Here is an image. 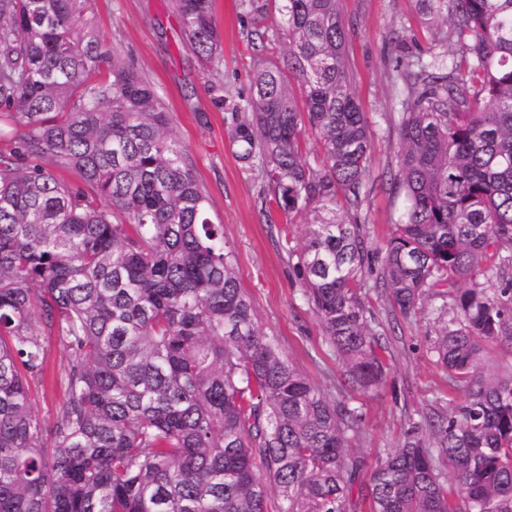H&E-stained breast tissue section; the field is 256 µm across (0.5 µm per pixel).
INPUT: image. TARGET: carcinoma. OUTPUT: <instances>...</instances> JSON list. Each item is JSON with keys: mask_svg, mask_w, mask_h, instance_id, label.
Returning a JSON list of instances; mask_svg holds the SVG:
<instances>
[{"mask_svg": "<svg viewBox=\"0 0 512 512\" xmlns=\"http://www.w3.org/2000/svg\"><path fill=\"white\" fill-rule=\"evenodd\" d=\"M419 3L440 51L391 42L401 211L384 247L361 220L371 144L342 0H249L255 35L286 55L258 61L230 129L267 203L308 216L289 255L345 386L385 381L372 260L403 316L439 302L430 350L464 400L365 477L349 452L362 413L257 327L167 108L134 68L104 67L88 0H0V121L22 127L0 154V512H269L271 487L278 512H512V370L478 365L488 346L512 353V0ZM173 6L212 58V0ZM46 336L68 354L49 431L30 394Z\"/></svg>", "mask_w": 512, "mask_h": 512, "instance_id": "obj_1", "label": "carcinoma"}]
</instances>
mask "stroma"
<instances>
[{"label": "stroma", "mask_w": 512, "mask_h": 512, "mask_svg": "<svg viewBox=\"0 0 512 512\" xmlns=\"http://www.w3.org/2000/svg\"><path fill=\"white\" fill-rule=\"evenodd\" d=\"M91 9L110 58L133 66L164 100L172 134L185 147L208 199L209 217L224 226L261 332L315 385L362 412L354 451L366 468L396 447L411 424L461 401L463 392L449 388L447 373L430 351L436 326L429 307L406 317L388 294L375 290L366 306L385 336V384L368 397L343 391L340 365L288 256L289 247L304 236L307 217L290 219L264 207L265 180L257 168L239 160L229 134L231 114L249 97L258 61L279 62L285 52L281 41L253 42L248 0H213L220 50L209 62L191 51L171 0H92ZM343 16L356 76L352 90L369 118L372 191L366 201V228L373 246L380 247L393 231L394 207L383 181L396 163L402 99L393 83L391 38L403 35L407 54L423 55L433 45L436 28L417 0H343ZM214 81L224 85L220 106L207 90ZM45 352L47 378L32 381L31 394L36 413L49 426L65 400L60 373L67 354L53 337L46 338Z\"/></svg>", "instance_id": "obj_1"}]
</instances>
